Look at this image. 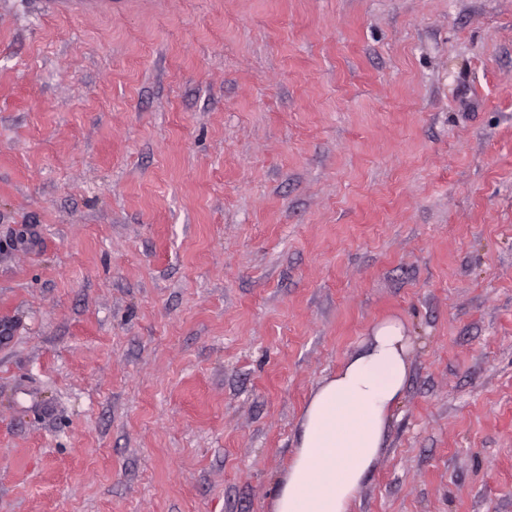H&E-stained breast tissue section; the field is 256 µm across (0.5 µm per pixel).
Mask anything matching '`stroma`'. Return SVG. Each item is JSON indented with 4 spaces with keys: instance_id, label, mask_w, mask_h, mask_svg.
I'll list each match as a JSON object with an SVG mask.
<instances>
[{
    "instance_id": "obj_1",
    "label": "stroma",
    "mask_w": 512,
    "mask_h": 512,
    "mask_svg": "<svg viewBox=\"0 0 512 512\" xmlns=\"http://www.w3.org/2000/svg\"><path fill=\"white\" fill-rule=\"evenodd\" d=\"M394 318L351 512H512V0H0V512H273Z\"/></svg>"
}]
</instances>
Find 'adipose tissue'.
Segmentation results:
<instances>
[{"label":"adipose tissue","mask_w":512,"mask_h":512,"mask_svg":"<svg viewBox=\"0 0 512 512\" xmlns=\"http://www.w3.org/2000/svg\"><path fill=\"white\" fill-rule=\"evenodd\" d=\"M408 348L402 323L384 321L312 395L274 512H350L386 446L410 373Z\"/></svg>","instance_id":"ef3b65f1"}]
</instances>
